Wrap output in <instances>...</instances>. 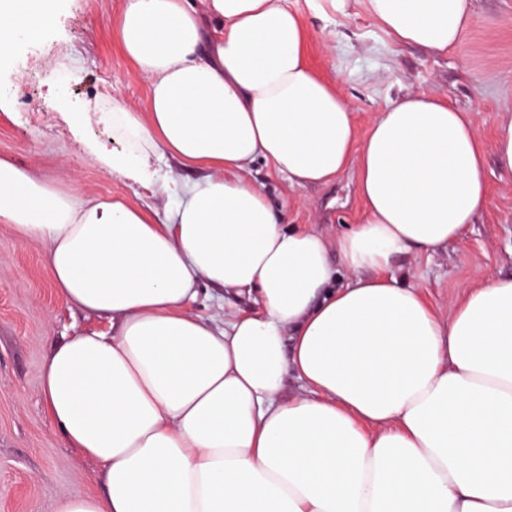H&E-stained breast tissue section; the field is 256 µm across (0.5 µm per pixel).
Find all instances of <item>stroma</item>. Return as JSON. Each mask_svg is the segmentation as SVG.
Here are the masks:
<instances>
[{
	"label": "stroma",
	"mask_w": 512,
	"mask_h": 512,
	"mask_svg": "<svg viewBox=\"0 0 512 512\" xmlns=\"http://www.w3.org/2000/svg\"><path fill=\"white\" fill-rule=\"evenodd\" d=\"M293 4L306 20L312 63L335 76L359 133L400 96L427 91L470 112L484 144L487 196L468 235L432 253L399 257L394 272L443 313L480 282L511 278L512 175L500 170L494 140L512 121V0H472L474 23L442 55L394 43L368 0H345L320 15L306 0ZM122 8L123 0H59L57 19L39 40L21 37L0 51V159L85 197L117 198L163 216L165 197L100 159L113 147L103 109L115 101L139 109L148 96L146 79L117 44ZM327 39L334 55L323 50ZM254 177L289 223L336 234L360 216L355 171L327 187L292 188L260 162ZM44 251L0 224V512H55L59 498L103 488L99 464L70 448L46 413L41 369L63 337L111 332L112 319L61 302Z\"/></svg>",
	"instance_id": "stroma-1"
}]
</instances>
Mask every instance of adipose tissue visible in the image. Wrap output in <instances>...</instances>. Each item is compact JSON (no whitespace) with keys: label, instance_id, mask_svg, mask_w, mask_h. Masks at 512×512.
<instances>
[{"label":"adipose tissue","instance_id":"1","mask_svg":"<svg viewBox=\"0 0 512 512\" xmlns=\"http://www.w3.org/2000/svg\"><path fill=\"white\" fill-rule=\"evenodd\" d=\"M368 2L394 42L433 54L473 15L471 0ZM57 10L0 0V47ZM116 37L149 95L112 104V168L158 183L170 222L0 159V224L45 244L64 303L112 318L42 367L48 414L104 485L56 512H512V279L442 316L391 271L474 224L470 113L408 93L359 135L288 0H124ZM162 156L207 174L158 175ZM260 161L297 187L356 170L361 222L286 223L251 178ZM204 281L223 318L189 311ZM291 374L306 390L287 398Z\"/></svg>","mask_w":512,"mask_h":512}]
</instances>
